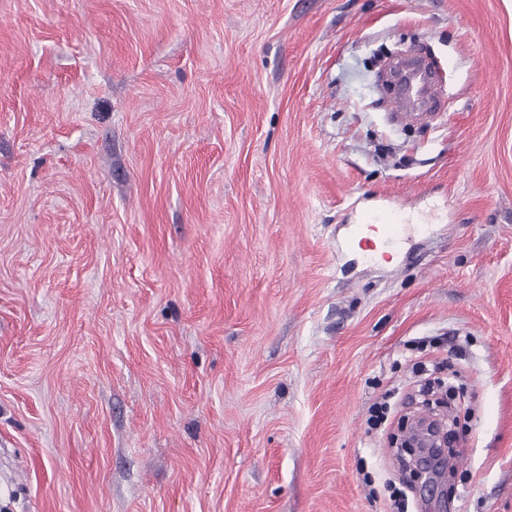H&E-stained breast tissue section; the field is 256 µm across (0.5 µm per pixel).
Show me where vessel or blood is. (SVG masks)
Segmentation results:
<instances>
[{"label":"vessel or blood","instance_id":"b4317fda","mask_svg":"<svg viewBox=\"0 0 512 512\" xmlns=\"http://www.w3.org/2000/svg\"><path fill=\"white\" fill-rule=\"evenodd\" d=\"M398 97L406 103L413 119L426 114L436 95L435 81L429 64L416 59L395 71ZM407 227L400 210L382 207L365 213L361 222L351 225L344 246L352 252H364L367 258L395 249L402 241Z\"/></svg>","mask_w":512,"mask_h":512}]
</instances>
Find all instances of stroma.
Listing matches in <instances>:
<instances>
[{
    "mask_svg": "<svg viewBox=\"0 0 512 512\" xmlns=\"http://www.w3.org/2000/svg\"><path fill=\"white\" fill-rule=\"evenodd\" d=\"M421 361L512 512V0H0V512H394ZM394 78L397 96L410 107L407 114L419 120L426 114L429 103L436 99L435 81L429 63L415 59L397 68ZM408 224H402L400 210L382 207L365 213L361 223L351 224L344 246L348 251H362L370 260L381 252L395 249L402 241Z\"/></svg>",
    "mask_w": 512,
    "mask_h": 512,
    "instance_id": "stroma-1",
    "label": "stroma"
}]
</instances>
